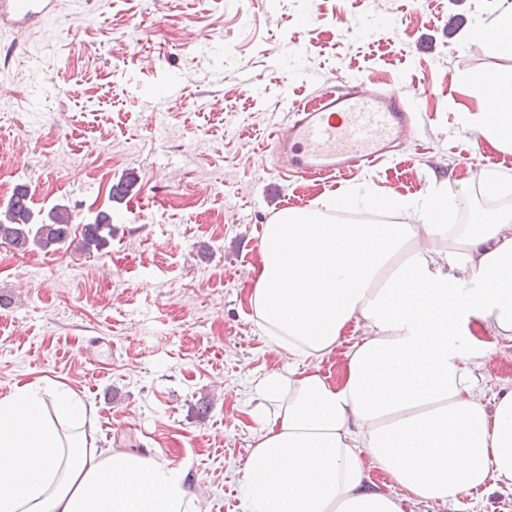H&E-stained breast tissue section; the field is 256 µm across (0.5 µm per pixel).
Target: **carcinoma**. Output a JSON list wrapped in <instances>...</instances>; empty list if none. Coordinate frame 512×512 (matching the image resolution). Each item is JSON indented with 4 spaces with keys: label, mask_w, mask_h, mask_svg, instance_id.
Returning a JSON list of instances; mask_svg holds the SVG:
<instances>
[{
    "label": "carcinoma",
    "mask_w": 512,
    "mask_h": 512,
    "mask_svg": "<svg viewBox=\"0 0 512 512\" xmlns=\"http://www.w3.org/2000/svg\"><path fill=\"white\" fill-rule=\"evenodd\" d=\"M72 211L65 205L53 206L47 214L32 207L28 187L19 186L0 207V240L18 250L34 247L44 253L55 252L68 241ZM112 239V215L97 213L93 222L83 225L80 250L90 255L107 246Z\"/></svg>",
    "instance_id": "1"
}]
</instances>
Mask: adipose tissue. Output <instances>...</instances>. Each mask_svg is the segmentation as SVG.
<instances>
[{
  "label": "adipose tissue",
  "mask_w": 512,
  "mask_h": 512,
  "mask_svg": "<svg viewBox=\"0 0 512 512\" xmlns=\"http://www.w3.org/2000/svg\"><path fill=\"white\" fill-rule=\"evenodd\" d=\"M471 36L512 52V0ZM466 80L492 98L469 127L511 149L512 73ZM373 203L417 221L339 224L302 210L264 227L251 303L295 367L254 387L245 512H411L491 478L512 485V391L485 400L478 374L493 346L469 330L477 319L512 341V211L453 224L431 190ZM350 326L360 339L336 385L317 365ZM90 411L54 384L0 397V512H199L186 471L97 447ZM371 467L394 492L369 486Z\"/></svg>",
  "instance_id": "ef3b65f1"
}]
</instances>
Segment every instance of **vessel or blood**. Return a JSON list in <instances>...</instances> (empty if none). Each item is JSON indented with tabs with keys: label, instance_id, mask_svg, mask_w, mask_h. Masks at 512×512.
Instances as JSON below:
<instances>
[{
	"label": "vessel or blood",
	"instance_id": "1",
	"mask_svg": "<svg viewBox=\"0 0 512 512\" xmlns=\"http://www.w3.org/2000/svg\"><path fill=\"white\" fill-rule=\"evenodd\" d=\"M56 0H0V23L41 26ZM408 125L406 104L359 80L322 92L315 101L294 104L275 140L298 176L330 177L345 168H369L385 157Z\"/></svg>",
	"mask_w": 512,
	"mask_h": 512
}]
</instances>
